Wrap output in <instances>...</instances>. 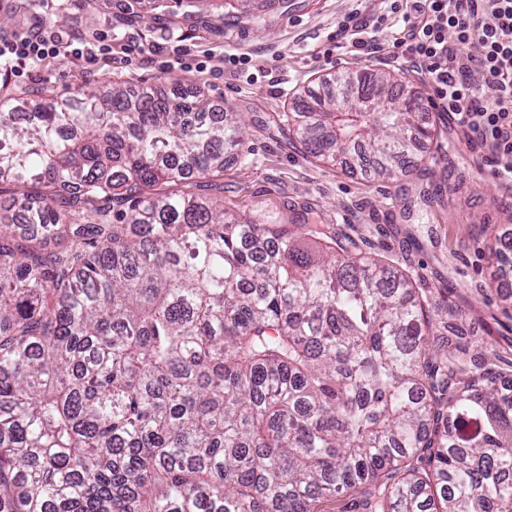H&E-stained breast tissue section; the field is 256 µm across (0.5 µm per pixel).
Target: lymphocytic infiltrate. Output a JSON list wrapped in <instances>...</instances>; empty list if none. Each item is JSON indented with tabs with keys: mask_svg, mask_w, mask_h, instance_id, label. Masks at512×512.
Wrapping results in <instances>:
<instances>
[{
	"mask_svg": "<svg viewBox=\"0 0 512 512\" xmlns=\"http://www.w3.org/2000/svg\"><path fill=\"white\" fill-rule=\"evenodd\" d=\"M390 11L404 22L395 56L411 63L433 105L490 171L512 179V0H390ZM381 22L349 13L338 22L336 39L374 58L379 47L369 32ZM61 56L97 61L94 50L58 32L0 36L1 69L20 72Z\"/></svg>",
	"mask_w": 512,
	"mask_h": 512,
	"instance_id": "f902f5d3",
	"label": "lymphocytic infiltrate"
}]
</instances>
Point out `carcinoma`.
Masks as SVG:
<instances>
[{
	"instance_id": "cac0c4a2",
	"label": "carcinoma",
	"mask_w": 512,
	"mask_h": 512,
	"mask_svg": "<svg viewBox=\"0 0 512 512\" xmlns=\"http://www.w3.org/2000/svg\"><path fill=\"white\" fill-rule=\"evenodd\" d=\"M297 104L336 162L433 137L389 74ZM241 119L177 101L0 92V512H512V381L437 336L398 266L316 224L228 219L165 187L244 155ZM495 275L512 279V238Z\"/></svg>"
}]
</instances>
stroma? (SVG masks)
<instances>
[{"mask_svg": "<svg viewBox=\"0 0 512 512\" xmlns=\"http://www.w3.org/2000/svg\"><path fill=\"white\" fill-rule=\"evenodd\" d=\"M352 0H205L201 17L150 11L147 0H35L38 25L104 40L111 54L94 66L49 59L18 77L0 69V88L69 95L77 89L120 85L137 93L149 85L167 94L201 88L225 111L246 120V154L194 184L176 185L223 205L226 215L266 224L310 222L335 230L356 251L393 262L440 309H453L440 328L442 342L479 340L508 362L512 378V290L498 288L491 248L493 232L512 235V188L493 176L456 127L435 111L409 63L392 61L400 37L399 15L386 0H361L362 14L384 15L372 37L376 59L335 48L331 37ZM243 65H225L227 56ZM388 72L411 90L418 118L435 131L421 153L437 146L446 158L432 172L405 170L391 179L361 166L353 149L337 164L319 162L278 124L299 97L319 90L341 72Z\"/></svg>", "mask_w": 512, "mask_h": 512, "instance_id": "1", "label": "stroma"}]
</instances>
